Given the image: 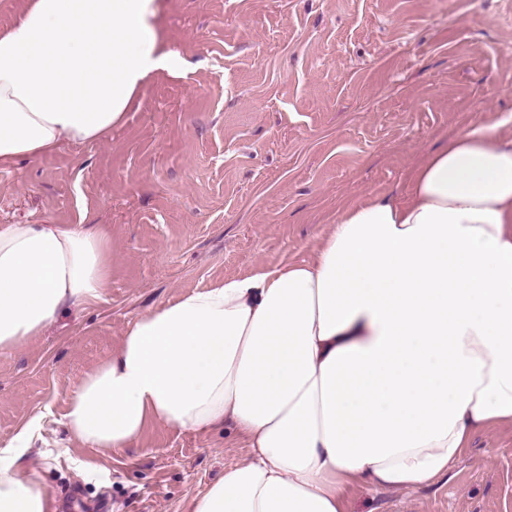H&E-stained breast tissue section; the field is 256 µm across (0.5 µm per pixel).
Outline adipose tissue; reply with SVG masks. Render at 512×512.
Instances as JSON below:
<instances>
[{
	"label": "adipose tissue",
	"mask_w": 512,
	"mask_h": 512,
	"mask_svg": "<svg viewBox=\"0 0 512 512\" xmlns=\"http://www.w3.org/2000/svg\"><path fill=\"white\" fill-rule=\"evenodd\" d=\"M157 0H29L0 32V170L106 138L155 72ZM96 224L0 225V350L107 288ZM71 436L126 448L148 425L230 432L249 456L189 512H342L352 485L435 482L512 423V140L449 137L406 196L343 210L310 259L139 315L74 388ZM0 512H58L0 455Z\"/></svg>",
	"instance_id": "1"
}]
</instances>
